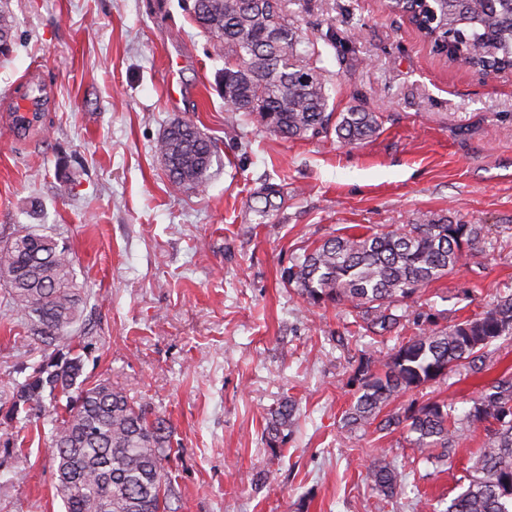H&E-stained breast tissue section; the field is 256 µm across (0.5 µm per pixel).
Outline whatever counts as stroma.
<instances>
[{"instance_id": "1", "label": "stroma", "mask_w": 512, "mask_h": 512, "mask_svg": "<svg viewBox=\"0 0 512 512\" xmlns=\"http://www.w3.org/2000/svg\"><path fill=\"white\" fill-rule=\"evenodd\" d=\"M193 0H0L13 49L0 59V106L39 69L52 105L35 132L0 118V246L25 226L65 243L83 289L68 341L82 377L109 380L171 430L175 512H412L446 503L480 444L450 469L415 463L401 431L342 444L362 350L351 315L308 305L282 278L302 248L346 227L454 215L485 227L467 268L406 312L445 326L512 292V74L479 76L433 51L388 0H290L303 42L317 43L335 111L382 116L357 145L335 134L286 139L228 111L224 60L191 19ZM336 20L324 41L323 15ZM177 58L169 73L168 58ZM181 91L166 96L169 80ZM195 124L215 154L200 188L170 182L156 145ZM44 357L0 281V512H64L45 455L52 415L8 417L23 367ZM292 433L269 445L282 401ZM407 475L384 502L363 479L372 457Z\"/></svg>"}]
</instances>
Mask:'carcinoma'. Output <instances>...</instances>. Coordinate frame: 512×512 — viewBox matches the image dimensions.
<instances>
[{
	"mask_svg": "<svg viewBox=\"0 0 512 512\" xmlns=\"http://www.w3.org/2000/svg\"><path fill=\"white\" fill-rule=\"evenodd\" d=\"M426 4L430 26L424 37L448 38L449 56L475 71H512V0ZM192 10L193 21L224 55L228 110L285 138L333 131L353 144L379 131L376 112L329 110V81L317 66L321 51L314 43L301 46L284 0H193ZM157 151L173 184H206L214 146L196 127L173 125ZM482 237L481 224L423 213L391 230L332 235L305 248L283 276L309 305L343 308L352 313L356 333L383 339L402 326L398 309L466 266ZM0 280L10 288L13 307L30 317L36 338L53 349L16 384L8 417L23 412L30 422L51 403L57 417L46 452L56 464L65 512H171L164 420L150 418L107 380L78 381L80 356L68 345L60 348L81 306L71 253L51 235L23 230L0 248ZM415 325L417 333L386 354L360 358L350 380L354 400L343 417L346 439L372 425L386 433L402 428L419 460L438 468L480 430L484 437L473 452L474 465L457 479L458 492L445 512H512V370L488 380L462 417L446 400L415 399L402 406L406 396L456 373L490 370L488 349L512 341V292L498 294L489 310L446 327L423 312ZM294 415L289 400L270 412V441L287 439ZM365 470L383 498L403 491L396 465L374 457Z\"/></svg>",
	"mask_w": 512,
	"mask_h": 512,
	"instance_id": "cac0c4a2",
	"label": "carcinoma"
}]
</instances>
